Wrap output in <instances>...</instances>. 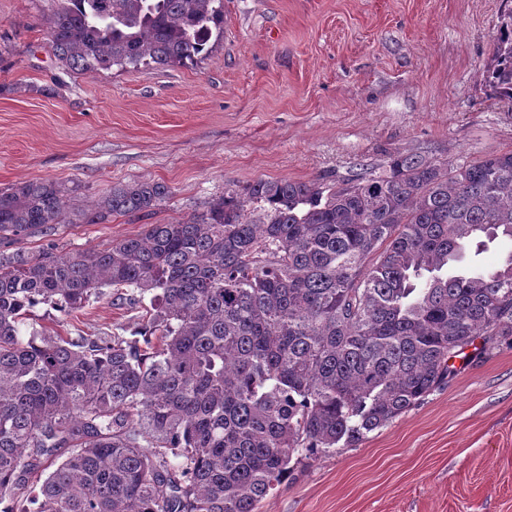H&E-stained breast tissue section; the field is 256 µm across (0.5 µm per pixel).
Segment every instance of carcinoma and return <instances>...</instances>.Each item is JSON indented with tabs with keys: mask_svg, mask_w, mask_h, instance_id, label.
Wrapping results in <instances>:
<instances>
[{
	"mask_svg": "<svg viewBox=\"0 0 512 512\" xmlns=\"http://www.w3.org/2000/svg\"><path fill=\"white\" fill-rule=\"evenodd\" d=\"M55 56L86 72L196 61L224 33V0H51ZM486 82L512 102V7ZM52 179L0 189V233L156 213L173 195L114 183L93 208ZM512 150L441 164L387 155L333 183L258 178L101 250L0 252V503L41 484L35 512H258L293 455L353 446L512 336ZM111 288L150 294L129 341L21 324ZM483 240L485 246L479 252H474L475 247L466 250L463 264L487 270L499 265L512 253V241L509 239L488 240L484 237Z\"/></svg>",
	"mask_w": 512,
	"mask_h": 512,
	"instance_id": "cac0c4a2",
	"label": "carcinoma"
}]
</instances>
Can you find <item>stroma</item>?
<instances>
[{
	"instance_id": "stroma-1",
	"label": "stroma",
	"mask_w": 512,
	"mask_h": 512,
	"mask_svg": "<svg viewBox=\"0 0 512 512\" xmlns=\"http://www.w3.org/2000/svg\"><path fill=\"white\" fill-rule=\"evenodd\" d=\"M505 0H224L196 64L64 70L50 0H0V188L53 179L89 205L166 183L151 218L0 236V252L102 249L257 178L345 177L395 151L445 163L512 149V105L485 82ZM141 308L105 294L23 333L131 337ZM449 383L353 448L293 461L258 512H512V336L456 359Z\"/></svg>"
}]
</instances>
